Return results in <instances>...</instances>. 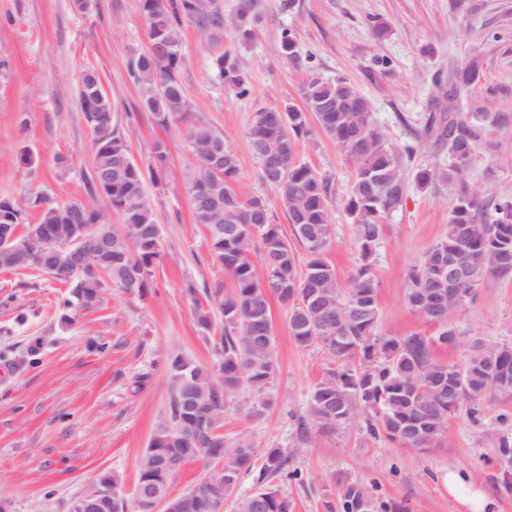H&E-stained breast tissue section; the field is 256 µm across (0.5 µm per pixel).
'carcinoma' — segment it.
Returning <instances> with one entry per match:
<instances>
[{
    "label": "carcinoma",
    "mask_w": 512,
    "mask_h": 512,
    "mask_svg": "<svg viewBox=\"0 0 512 512\" xmlns=\"http://www.w3.org/2000/svg\"><path fill=\"white\" fill-rule=\"evenodd\" d=\"M149 47L131 58L129 74L140 93V110L166 126L191 111L179 78L182 28L189 24L215 47L223 45L224 0H142ZM261 17L257 0H245L235 25L242 39L251 37V24ZM482 56L473 55L448 76H437L435 86L442 102L425 116L416 138L431 144L448 163L432 162L413 174L404 169L402 154L389 143L374 119L370 102L346 79H327L311 71L302 89L303 106L288 105L280 112L261 107L252 112L247 136L250 148L263 145L266 157H255L262 180L272 187L288 216L295 240L305 253L300 261L282 225L272 221L262 197L242 199L236 191L240 163L230 147L214 155L212 146L224 137L201 116L188 123L185 135L193 163L184 173L185 188L196 223L206 227L213 263L231 279L198 290L190 284L185 294L194 305L200 335L214 346V360L200 365L180 352L166 360L170 393L166 416L157 427L138 464L136 490L169 491L177 474L173 465L194 457L188 448H203L211 459L197 485L229 498L254 465L251 435L243 431L234 440L224 437V412L239 394L255 400L238 405L246 417L258 419L271 402L264 398L274 382L278 358L269 313L270 299L288 310V330L302 348H321L331 363L309 393L305 415L298 419L300 439L310 441L334 432L356 417L363 419L373 437H384L413 450L434 447L445 438L448 421L462 412L477 417L484 403L504 390L496 378L485 374L487 364L507 367L512 375V341L476 338L466 358L457 364L442 363L434 346L459 342L451 317L474 302L480 288L493 279L512 277V197L493 188H478L469 180L476 146L482 133L512 125L503 112L458 111L457 98L479 77ZM216 75L233 85L240 96L249 91V77L229 53L212 59ZM83 119L92 133V167L88 183L92 193L112 198L108 210L90 201L55 204L45 198L11 201L0 212V225L24 226L19 243L0 269L39 271L69 285L64 302L71 312L98 306L106 288L136 282L143 295L151 285L154 267L164 256L160 225L145 191V174L160 181L167 162L166 147L155 146L152 165L140 168L130 157L132 130L120 131L114 120L112 99L103 88L100 72L82 71L78 89ZM358 101L350 112L328 109L329 103ZM333 141L354 165V176L344 211L355 226L358 262L349 282L341 283L326 260L335 235L331 210L335 187L331 176L299 161L300 141L313 130ZM425 191L441 186L453 205L448 228L406 273L404 298L419 317L435 319L430 306L441 271L439 255L466 267L468 280L461 287L463 299L443 297V321L434 336L418 333L382 336L373 256L385 232L383 219L402 206L408 181ZM40 208L35 225L22 224L25 208ZM122 220L123 230L113 229L110 214ZM112 241V251L98 268L78 276L70 274L72 258L58 251L52 264L41 263L42 242L28 235L32 227L46 238L63 240L78 225ZM203 293L205 302L197 294ZM465 373L464 387L453 401L448 389ZM496 459L512 467V436L494 442ZM292 456L282 448H268L257 476V487L238 504V512H294L295 503L278 480L299 481L301 473L290 468ZM120 475L104 472L89 491L114 494L107 512H124ZM334 499L324 502L325 512H406L402 503L373 496L364 486L341 476L333 480Z\"/></svg>",
    "instance_id": "1"
}]
</instances>
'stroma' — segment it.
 Masks as SVG:
<instances>
[{
    "instance_id": "1",
    "label": "stroma",
    "mask_w": 512,
    "mask_h": 512,
    "mask_svg": "<svg viewBox=\"0 0 512 512\" xmlns=\"http://www.w3.org/2000/svg\"><path fill=\"white\" fill-rule=\"evenodd\" d=\"M261 18L250 40L224 28L225 51L250 76V92L216 77L212 49L192 26L183 29L180 77L191 110L205 118L236 152L242 198L264 197L277 224H287L275 191L266 185L246 132L259 107L302 105L310 71L347 79L372 104L377 122L398 149L412 148L405 168L433 162V151L414 137L433 109V82L475 53L485 65L464 103L489 112L512 113V0H260ZM385 24L377 35L375 24ZM292 36L297 55L282 51ZM149 46L141 0H96L79 12L73 0H0V199L43 197L57 204L89 199L92 135L77 98L81 72L97 69L112 97L115 120L126 125L138 112L130 136L132 159L148 166L156 143H164L168 164L147 195L161 228L165 259L142 297L107 288L101 304L75 323L64 319L65 283L34 271H0V499L15 512H70L73 501L105 471L123 478L121 493L133 498L137 465L162 421L170 381L167 355L182 352L206 365L211 343L196 328L187 283L208 286L222 271L209 252V235L194 219L183 171L192 155L183 121L158 125L139 112V91L128 74L132 53ZM30 149L34 162L20 159ZM298 157L331 175L337 205L336 237L326 253L340 281H347L358 257L354 227L340 202L354 167L322 134L303 140ZM470 178L512 196V129L479 141ZM452 200L442 190L409 187L405 203L385 220L386 232L374 260L378 280L379 329L395 336L436 335L433 323L415 315L404 299V281L414 264L446 232ZM279 372L259 419L236 410L224 415V435L244 430L256 455L291 448V465L302 483L285 484L295 512H324L329 478L340 473L372 488L383 499L404 503L408 512H470L449 494L445 477L456 469L486 495L489 512H512V493L500 489L492 435L512 433V394L489 402L479 419L459 414L438 445L406 449L369 436L362 421L320 436L313 444L297 438V418L308 395L329 368L320 348L296 345L288 312L271 301ZM460 334L454 347L438 346L435 359L463 361L477 337L512 341V278L489 282L477 300L452 318ZM148 375L145 389L134 387Z\"/></svg>"
}]
</instances>
